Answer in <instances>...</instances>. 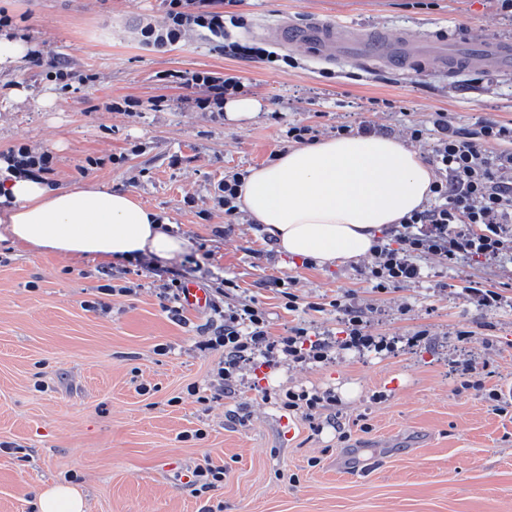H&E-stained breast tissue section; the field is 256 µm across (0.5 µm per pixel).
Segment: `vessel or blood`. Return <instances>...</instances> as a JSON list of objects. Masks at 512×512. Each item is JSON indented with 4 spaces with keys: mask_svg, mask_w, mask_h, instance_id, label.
Returning a JSON list of instances; mask_svg holds the SVG:
<instances>
[{
    "mask_svg": "<svg viewBox=\"0 0 512 512\" xmlns=\"http://www.w3.org/2000/svg\"><path fill=\"white\" fill-rule=\"evenodd\" d=\"M259 37L285 45L305 46L317 60L327 63H362L372 61L385 65L413 62L433 65L442 72L455 74L448 55L451 43L463 40V31L444 28L427 30L421 38H410L406 32L378 35L365 27L345 21L327 22L313 19L305 23L288 22L259 30ZM468 69L483 72H512V40L496 37L479 44L466 58Z\"/></svg>",
    "mask_w": 512,
    "mask_h": 512,
    "instance_id": "1",
    "label": "vessel or blood"
}]
</instances>
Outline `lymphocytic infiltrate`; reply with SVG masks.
I'll return each mask as SVG.
<instances>
[{"mask_svg": "<svg viewBox=\"0 0 512 512\" xmlns=\"http://www.w3.org/2000/svg\"><path fill=\"white\" fill-rule=\"evenodd\" d=\"M210 6V0H170L167 25L144 27L146 42L179 40L193 26L223 30V15L211 11ZM172 80L191 88L206 87V95L195 103L218 111L226 97L244 88L239 80H219L205 73L176 74ZM408 134L412 142H430L428 163L435 170V179L429 202L403 217L389 241L374 246L368 273L374 289L385 292L418 282L422 277L419 261L426 256L451 266L463 258L512 261V123L489 120L470 133L455 128L447 113L439 112L429 126L412 125ZM238 289L237 282L226 277L209 285L212 316L200 346L221 351L222 358L207 390L188 386V394L197 402L235 395L249 387L250 375L260 366L275 369L284 364L322 363L331 359L338 345L377 352L388 348L366 332V309L353 298L332 302L343 315L345 337L338 343L331 334L314 335L301 325L289 328L287 334L272 335L268 310L254 299L234 302ZM276 400L282 409L309 421L334 402L330 392L315 388L284 389Z\"/></svg>", "mask_w": 512, "mask_h": 512, "instance_id": "obj_1", "label": "lymphocytic infiltrate"}]
</instances>
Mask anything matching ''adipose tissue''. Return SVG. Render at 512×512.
Here are the masks:
<instances>
[{"label": "adipose tissue", "instance_id": "obj_1", "mask_svg": "<svg viewBox=\"0 0 512 512\" xmlns=\"http://www.w3.org/2000/svg\"><path fill=\"white\" fill-rule=\"evenodd\" d=\"M432 171L395 137L354 134L280 152L249 170L241 210L277 252L315 266L366 257L387 228L420 209ZM37 253L101 260L142 256L161 265L189 242L160 210L95 184L60 187L0 159V242Z\"/></svg>", "mask_w": 512, "mask_h": 512}]
</instances>
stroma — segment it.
I'll use <instances>...</instances> for the list:
<instances>
[{
  "mask_svg": "<svg viewBox=\"0 0 512 512\" xmlns=\"http://www.w3.org/2000/svg\"><path fill=\"white\" fill-rule=\"evenodd\" d=\"M228 9L241 22L227 37L194 27L161 46L141 30L165 23L169 0H12L37 56L0 73L1 85L31 91L0 109V155L27 144L52 156L55 184L122 189L168 213L211 260L194 270L178 258L112 264L0 246V512H35L38 493L63 481L78 486L85 512H512V411H492L452 374L467 358L485 387L512 390V263L449 268L425 257L422 282L380 293L365 274L370 258L303 267L270 254L258 225L226 223L215 201L226 175L288 149L282 133L292 124L326 133L367 125L402 138L437 112L466 132L512 123V75L339 68L283 46L268 63L242 52L261 45L256 29L318 18L414 34L461 25L480 39L512 35V17L495 0H234ZM53 63L73 74L69 91L46 77ZM173 72L238 78L259 112L232 121L200 109L169 82ZM126 99L135 112L112 110ZM174 276L235 279L239 299L270 311L275 335L300 322L339 331L331 302L351 296L373 305L367 330L394 349H340L326 363L267 370L270 393L335 394L312 425L262 389L203 405L187 388L208 386L221 354L196 347L209 313L188 310L175 322L162 310L153 282ZM288 277L293 312L275 287ZM107 283L130 291L109 297L108 311L86 310ZM476 283L500 289L505 305L470 303ZM421 330L426 342L407 345ZM198 430L204 439H194ZM357 451L366 473L344 469ZM203 463L224 479L199 493L187 476Z\"/></svg>",
  "mask_w": 512,
  "mask_h": 512,
  "instance_id": "stroma-1",
  "label": "stroma"
}]
</instances>
